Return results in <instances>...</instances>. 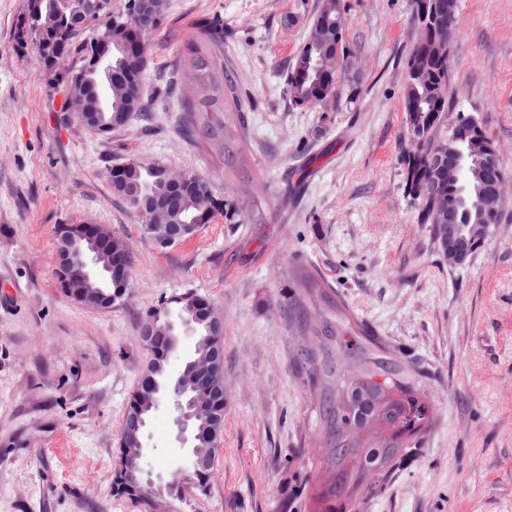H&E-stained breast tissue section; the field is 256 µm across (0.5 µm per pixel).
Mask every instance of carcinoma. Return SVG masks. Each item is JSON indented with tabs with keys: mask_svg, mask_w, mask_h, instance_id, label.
I'll list each match as a JSON object with an SVG mask.
<instances>
[{
	"mask_svg": "<svg viewBox=\"0 0 512 512\" xmlns=\"http://www.w3.org/2000/svg\"><path fill=\"white\" fill-rule=\"evenodd\" d=\"M413 11L422 6L456 29L457 16H448V0H411ZM134 16H102L96 0H28L19 38L32 41L49 73L54 88L70 85L78 93L87 112L80 123L90 132L106 135L126 127L132 118L146 111L142 87L145 79L148 36L161 24L167 0H133ZM96 22L97 33L80 39L87 24ZM200 32L181 44L176 57L174 79L177 88L190 80L192 91L179 98L185 134L219 148L230 164L240 161L235 146L240 133L229 120V106L239 108L236 79L224 66V30L220 21L204 18ZM345 17L342 0H321L313 18L311 33L297 53L288 74L294 103L309 106L335 100L340 95V75L347 68ZM106 37L112 55L101 65L88 66L94 41ZM76 56V68L65 61ZM448 58L435 52L432 30L422 29V41L410 53L406 67L416 76H407L402 103L406 127L419 131V142L410 143L403 153L406 191L417 202L418 220L431 224L441 238L440 208L456 203L455 222L468 230L472 224L499 223V215L478 211L481 194L508 178L501 162L484 166L486 151L494 142L482 123L470 116L458 117L459 128L448 143ZM453 147L461 155L465 174L457 184L448 183V165H439L433 152ZM194 181L190 190L173 192L168 187L164 167L129 160L128 166L111 182L112 194L135 213L157 199H168L169 219L175 224H209L222 215L232 220L236 212L215 193L203 175L189 171ZM424 183L435 185L429 195L417 193ZM102 225L83 221L62 224L56 244L67 242L80 251L66 269L57 271L61 286L72 300L86 304L94 293L112 299V307L124 306L131 297L130 276L110 277V241L126 244L114 232L93 248L90 241ZM307 292L315 300L329 304L333 312L315 320L306 319L312 333L311 346L302 351L309 400L315 414L314 431L325 454L313 466V481L301 491L309 502V512H355L356 494L368 479L386 482L401 466L407 450L420 445V435L432 422L431 402L426 395L427 375L402 353L390 350L364 324L345 314L322 284L310 277ZM212 302L201 295L173 296L146 312L151 339L145 344L150 361L130 395L125 415H152L159 408L156 396L173 388L167 368L177 355L169 340V326L195 314L208 316ZM196 341L178 379L179 399L197 402L224 422V379H202L193 383L191 362L211 349L224 345V336H210L206 322L195 323ZM112 490L117 496L141 502V493L127 486L115 473Z\"/></svg>",
	"mask_w": 512,
	"mask_h": 512,
	"instance_id": "1",
	"label": "carcinoma"
}]
</instances>
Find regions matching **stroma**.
<instances>
[{
	"instance_id": "1",
	"label": "stroma",
	"mask_w": 512,
	"mask_h": 512,
	"mask_svg": "<svg viewBox=\"0 0 512 512\" xmlns=\"http://www.w3.org/2000/svg\"><path fill=\"white\" fill-rule=\"evenodd\" d=\"M320 3L168 0L150 36V119L101 137L61 111L37 47L17 42L27 0H0V512H145L112 494L117 441L148 358L141 320L187 292L224 318V444L207 488L168 497V512H302L321 453L295 318L309 276L430 375L420 448L357 512H512V185L491 238L450 265L405 190L410 0H345L343 95L298 106L288 70ZM212 17L244 102L232 175L162 103L160 74ZM448 101L480 118L512 172V0H459ZM130 158L205 175L235 221L157 247L112 194L108 171ZM88 219L133 251L123 307L74 303L54 275L58 225ZM177 416L166 398L144 432L157 484L189 465Z\"/></svg>"
}]
</instances>
